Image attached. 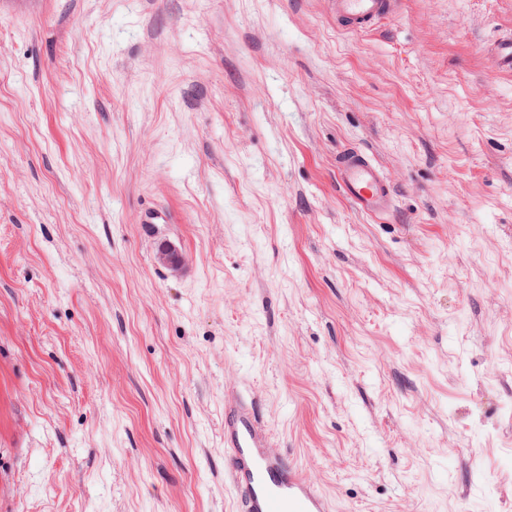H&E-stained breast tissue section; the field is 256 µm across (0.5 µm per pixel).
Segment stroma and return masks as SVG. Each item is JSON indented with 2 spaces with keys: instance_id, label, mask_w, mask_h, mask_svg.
<instances>
[{
  "instance_id": "1",
  "label": "stroma",
  "mask_w": 512,
  "mask_h": 512,
  "mask_svg": "<svg viewBox=\"0 0 512 512\" xmlns=\"http://www.w3.org/2000/svg\"><path fill=\"white\" fill-rule=\"evenodd\" d=\"M505 32L512 0L365 35L326 0H0V512H239L228 389L331 512H512ZM488 55L493 69L500 74H512V34L498 36L488 46ZM336 183L363 214L382 216L394 207L395 194L381 165L363 152L349 150L336 156ZM156 262L173 273H179L185 260L182 251L168 241L158 243L155 253Z\"/></svg>"
}]
</instances>
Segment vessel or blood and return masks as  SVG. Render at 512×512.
<instances>
[{
    "label": "vessel or blood",
    "instance_id": "b4317fda",
    "mask_svg": "<svg viewBox=\"0 0 512 512\" xmlns=\"http://www.w3.org/2000/svg\"><path fill=\"white\" fill-rule=\"evenodd\" d=\"M398 0H328L337 26L355 33L369 31L393 15ZM493 69L512 74V34L488 46ZM336 183L363 214L382 216L395 204L393 188L379 162L357 150L336 157ZM224 456L240 512H329L320 489L292 458L274 450L251 401L224 393Z\"/></svg>",
    "mask_w": 512,
    "mask_h": 512
}]
</instances>
